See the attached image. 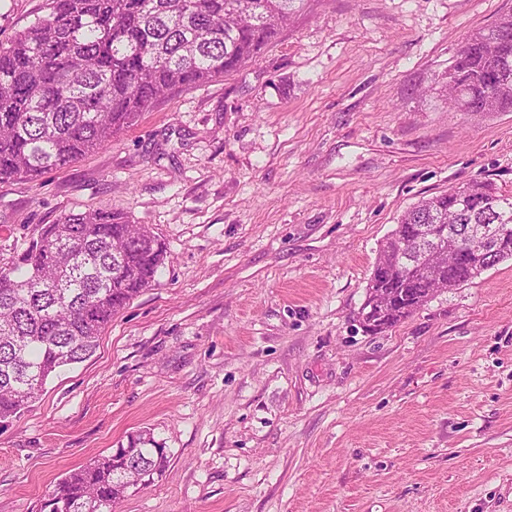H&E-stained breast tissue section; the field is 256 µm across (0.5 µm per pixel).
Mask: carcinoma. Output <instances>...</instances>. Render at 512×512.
<instances>
[{
    "label": "carcinoma",
    "instance_id": "cac0c4a2",
    "mask_svg": "<svg viewBox=\"0 0 512 512\" xmlns=\"http://www.w3.org/2000/svg\"><path fill=\"white\" fill-rule=\"evenodd\" d=\"M305 0H49L50 12L0 44V182L35 180L92 153L166 92L229 75L256 57ZM449 99L462 112H512V12L456 50ZM423 199L380 247L359 312L365 332L394 327L440 289L413 267L420 224L428 245L454 243L453 286L512 259V233L493 258L463 237L471 224L512 226V196L487 180ZM166 251L151 228L97 208L44 224L0 266V422L21 414L60 369L95 352L112 318L152 286ZM400 295L380 310L373 294ZM164 448H118L72 469L40 512H112L160 475Z\"/></svg>",
    "mask_w": 512,
    "mask_h": 512
}]
</instances>
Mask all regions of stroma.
Instances as JSON below:
<instances>
[{"label": "stroma", "instance_id": "35a3bbf8", "mask_svg": "<svg viewBox=\"0 0 512 512\" xmlns=\"http://www.w3.org/2000/svg\"><path fill=\"white\" fill-rule=\"evenodd\" d=\"M512 0H307L239 72L161 97L112 142L0 183V266L109 208L166 247L89 359L0 423V512L131 441L168 464L113 512H512V259L396 327L358 313L419 200L512 194V112L439 79ZM48 0H0L8 43Z\"/></svg>", "mask_w": 512, "mask_h": 512}]
</instances>
